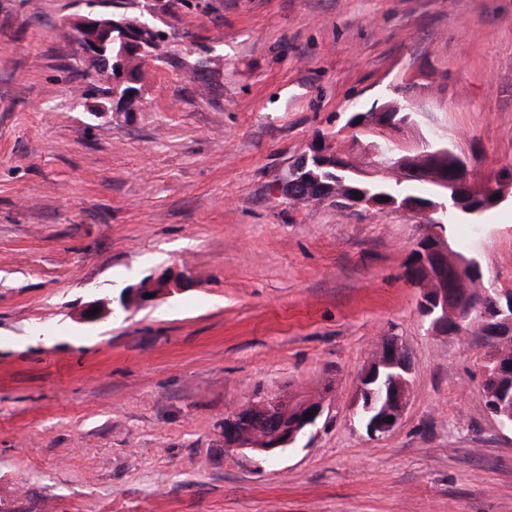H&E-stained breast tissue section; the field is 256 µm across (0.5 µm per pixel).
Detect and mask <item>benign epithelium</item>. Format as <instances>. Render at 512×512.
Here are the masks:
<instances>
[{
  "label": "benign epithelium",
  "instance_id": "obj_1",
  "mask_svg": "<svg viewBox=\"0 0 512 512\" xmlns=\"http://www.w3.org/2000/svg\"><path fill=\"white\" fill-rule=\"evenodd\" d=\"M77 38L84 54L97 60L106 57L112 46V26L103 23L97 16H85L74 22ZM415 267L424 271L428 279L435 284L433 288L424 290L421 299V310L430 318L434 329L446 330L448 319L459 326L463 325L468 314L473 310L474 300L471 291L459 287L462 281H468L473 270L465 264L448 267V251L432 239L420 240L411 250ZM181 287L177 278L161 276L149 280L130 290L134 300H144V295L157 292H170ZM512 308V293H495L489 301L481 306V325L486 333L501 340L509 338V334H501L499 323L501 315ZM377 367H390L408 375L411 372L409 356L405 355L397 342L387 347L386 359L376 360ZM376 371L368 370L359 378L358 406L365 412L373 411L375 415L364 422L366 431L371 436H380L391 432L399 423L406 404L410 382L400 377L389 391V402L383 408L376 407V390L371 382ZM321 403L311 400L303 401L299 415L291 426L273 416V411H266V418L256 422L251 416L244 414V409L235 408L224 414V440L238 450H249L259 454H274L291 445L299 435L305 434L322 416ZM393 421L388 423L386 418Z\"/></svg>",
  "mask_w": 512,
  "mask_h": 512
}]
</instances>
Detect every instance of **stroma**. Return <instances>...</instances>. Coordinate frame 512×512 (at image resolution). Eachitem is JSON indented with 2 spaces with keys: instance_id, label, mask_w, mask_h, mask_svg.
<instances>
[{
  "instance_id": "obj_1",
  "label": "stroma",
  "mask_w": 512,
  "mask_h": 512,
  "mask_svg": "<svg viewBox=\"0 0 512 512\" xmlns=\"http://www.w3.org/2000/svg\"><path fill=\"white\" fill-rule=\"evenodd\" d=\"M91 13L164 34L133 104L78 48ZM411 78L398 144L512 167V0H0V512H512L489 351L404 277L429 225L281 191ZM448 236L512 289V190ZM161 275L181 288L122 305ZM390 334L410 390L372 438L358 379ZM258 389L323 415L278 454L225 448Z\"/></svg>"
}]
</instances>
